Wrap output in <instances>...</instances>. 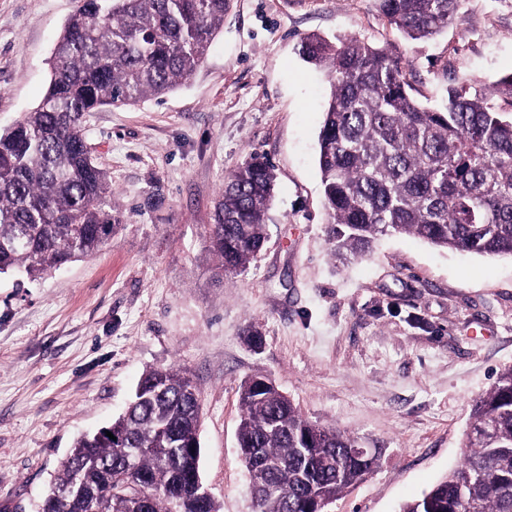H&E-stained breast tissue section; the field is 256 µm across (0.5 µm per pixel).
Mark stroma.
<instances>
[{
  "label": "stroma",
  "mask_w": 512,
  "mask_h": 512,
  "mask_svg": "<svg viewBox=\"0 0 512 512\" xmlns=\"http://www.w3.org/2000/svg\"><path fill=\"white\" fill-rule=\"evenodd\" d=\"M75 0H0V133L42 100ZM354 36L401 56L414 96L512 73V0H461L408 41L374 0H233L186 82L87 113L120 218L98 254L31 279L0 274V512H36L81 435L109 426L148 370L188 369L202 399L200 471L221 512H251L239 391L272 381L309 419L381 448L332 512H397L463 459L475 399L512 366V258L398 234L342 265L316 157L330 84L302 37ZM270 163L268 242L222 277L209 229L224 180ZM263 334L254 350L249 328Z\"/></svg>",
  "instance_id": "obj_1"
}]
</instances>
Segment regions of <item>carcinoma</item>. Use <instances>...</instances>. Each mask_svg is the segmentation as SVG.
Masks as SVG:
<instances>
[{"label": "carcinoma", "instance_id": "1", "mask_svg": "<svg viewBox=\"0 0 512 512\" xmlns=\"http://www.w3.org/2000/svg\"><path fill=\"white\" fill-rule=\"evenodd\" d=\"M403 37L448 27L461 0H374ZM230 0H76L56 43L49 87L0 133V273L46 274L103 247L117 219L83 116L134 105L187 81L224 27ZM330 95L318 168L333 257L363 256L398 233L482 256H512V117L477 84L431 108L412 95L401 59L356 37L302 39ZM272 166L254 158L224 183L210 243L224 276L267 240ZM239 455L253 512H315L363 480L359 439L305 418L270 381L240 387ZM199 390L185 369L138 382L107 429L79 438L40 512H219L199 490ZM111 432L114 438L106 436ZM400 512H512V367L472 405L460 466Z\"/></svg>", "mask_w": 512, "mask_h": 512}]
</instances>
